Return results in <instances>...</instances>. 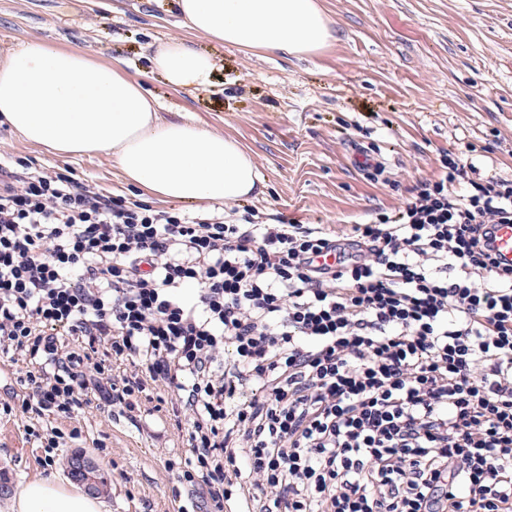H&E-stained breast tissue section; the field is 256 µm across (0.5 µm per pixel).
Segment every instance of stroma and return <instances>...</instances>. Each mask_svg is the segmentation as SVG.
I'll list each match as a JSON object with an SVG mask.
<instances>
[{"label":"stroma","mask_w":512,"mask_h":512,"mask_svg":"<svg viewBox=\"0 0 512 512\" xmlns=\"http://www.w3.org/2000/svg\"><path fill=\"white\" fill-rule=\"evenodd\" d=\"M336 38L300 58L222 46L184 27L175 0H0V61L39 41L122 67L155 98L159 121H195L237 141L266 184L236 211L284 213L342 235L375 212L402 208L447 151L470 177L512 178V0H319ZM179 38L210 53L211 86L175 90L147 62ZM68 171L104 194L193 214L127 183L111 153L61 156L0 123V155ZM82 436L54 466L20 420L0 418V483L68 480L67 460L91 456L110 486L107 512H176L194 499L166 460L183 452L167 412L130 420L91 409Z\"/></svg>","instance_id":"stroma-1"}]
</instances>
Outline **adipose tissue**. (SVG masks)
Here are the masks:
<instances>
[{
  "label": "adipose tissue",
  "mask_w": 512,
  "mask_h": 512,
  "mask_svg": "<svg viewBox=\"0 0 512 512\" xmlns=\"http://www.w3.org/2000/svg\"><path fill=\"white\" fill-rule=\"evenodd\" d=\"M193 31L243 49L290 56L332 40L317 0H177ZM176 88L211 83L212 58L173 39L149 57ZM0 118L29 143L65 156L111 152L125 179L161 200L235 203L261 194L252 157L233 139L192 121L159 122L155 101L124 69L32 41L0 63ZM12 512H102V503L50 478L27 482Z\"/></svg>",
  "instance_id": "ef3b65f1"
}]
</instances>
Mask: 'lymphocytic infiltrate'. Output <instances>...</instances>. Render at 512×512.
Returning a JSON list of instances; mask_svg holds the SVG:
<instances>
[{
    "label": "lymphocytic infiltrate",
    "mask_w": 512,
    "mask_h": 512,
    "mask_svg": "<svg viewBox=\"0 0 512 512\" xmlns=\"http://www.w3.org/2000/svg\"><path fill=\"white\" fill-rule=\"evenodd\" d=\"M466 175L343 237L0 158V363L27 365L0 413L50 466L95 402L166 388L205 512H512V180Z\"/></svg>",
    "instance_id": "obj_1"
}]
</instances>
